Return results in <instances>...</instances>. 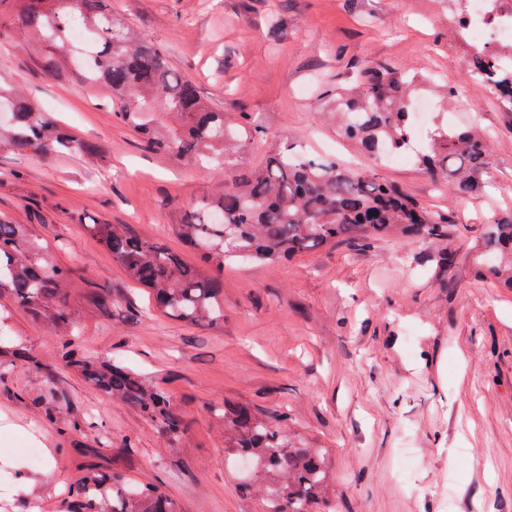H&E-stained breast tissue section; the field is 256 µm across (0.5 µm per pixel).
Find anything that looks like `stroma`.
Returning <instances> with one entry per match:
<instances>
[{
  "label": "stroma",
  "mask_w": 512,
  "mask_h": 512,
  "mask_svg": "<svg viewBox=\"0 0 512 512\" xmlns=\"http://www.w3.org/2000/svg\"><path fill=\"white\" fill-rule=\"evenodd\" d=\"M138 40L162 48L209 103L254 133L214 170L144 147L72 68L49 72L23 29L0 39V80L99 146V156L0 153V216L25 225L70 272L75 349L143 374L190 423L178 441L113 402L69 363L61 338L0 298V512H62L94 463L152 484L181 512H264L243 495L214 416L225 401L284 413L325 448L334 512H512V288L475 275L484 222L512 208V105L467 77L471 50L448 0H106ZM426 77L419 94L465 87L455 117L496 137L486 195L438 190L419 164H385L343 139L330 90L365 64ZM401 185L454 216L450 267L435 244L400 239L327 246L275 265L224 263V319L190 324L154 306L85 230L122 224L196 264L180 226L196 200L248 177L283 143ZM40 367L21 363L17 350ZM43 451L31 467L23 449Z\"/></svg>",
  "instance_id": "stroma-1"
}]
</instances>
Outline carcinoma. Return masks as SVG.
Listing matches in <instances>:
<instances>
[{
    "instance_id": "cac0c4a2",
    "label": "carcinoma",
    "mask_w": 512,
    "mask_h": 512,
    "mask_svg": "<svg viewBox=\"0 0 512 512\" xmlns=\"http://www.w3.org/2000/svg\"><path fill=\"white\" fill-rule=\"evenodd\" d=\"M14 2L0 0V37L19 25L51 49L59 42L70 47L68 65L87 87L109 90L117 118L137 131L148 148L223 169L228 164L224 141L231 134L248 137L229 129L224 112L207 105L191 79L178 77L160 48L130 41L104 0H22L18 8ZM76 30L92 42L76 45ZM468 78L512 102V68L498 69L495 55L474 54ZM416 82L410 73L366 65L353 88L336 89L343 137L373 158L385 145L404 144L413 125L410 107ZM0 103L14 109L9 130L0 131L1 150L16 155L50 156L61 150L96 154L92 143L61 127L30 101L0 88ZM492 140L493 135L478 126L450 127L419 155L418 164L439 190L478 196L484 188L478 174L487 165ZM449 223L396 185L289 144L220 196L194 204L182 233L210 265L208 276L170 250L131 237L118 224L85 228L112 253L130 281L150 290L165 314L190 323H213L224 317V259L233 254L278 263L339 243L365 246L398 237L438 242L448 239ZM486 224L477 277L512 288V275L504 276L498 264L505 256L512 258V211L496 212ZM67 279V271L23 225L0 219V296L7 295L14 306L63 332L71 323L64 295ZM63 348L85 379L112 400L139 410L169 439L188 431L189 423L169 397L139 373L118 363L80 357L69 341ZM214 415L224 421V448L231 460L249 459L241 488L261 498L265 512H317L329 479L324 457L321 449L288 433V416H267L228 401ZM64 512L178 510L153 486H133L120 472L88 467L72 486Z\"/></svg>"
}]
</instances>
